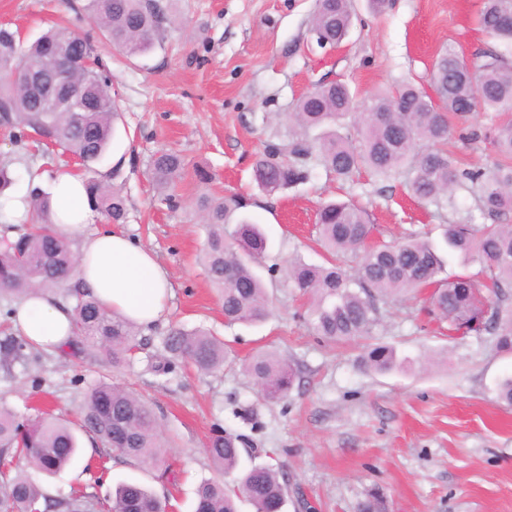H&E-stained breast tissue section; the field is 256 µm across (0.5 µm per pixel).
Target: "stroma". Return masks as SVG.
Returning <instances> with one entry per match:
<instances>
[{
	"label": "stroma",
	"mask_w": 512,
	"mask_h": 512,
	"mask_svg": "<svg viewBox=\"0 0 512 512\" xmlns=\"http://www.w3.org/2000/svg\"><path fill=\"white\" fill-rule=\"evenodd\" d=\"M0 0V24L34 40L50 26L96 34L75 0ZM162 39L147 54L127 57L108 42L98 52L110 72L121 119L94 173L121 189L126 231L151 249L173 285L164 322L142 329L148 345L118 370L75 363L58 352L28 349L27 365L0 367V404L27 419L48 402L77 421L88 386L99 375L149 400L171 447L164 463L144 468L102 453L82 437L77 461L56 476L36 475L51 498L83 491L109 499L124 480L139 482L167 512H194L195 490L217 471L205 451L218 429L240 436L244 458L284 472L285 512H356L367 492L381 490L390 512H512V406L498 401V382L512 376V354L489 335L449 336L447 323L427 315L425 295L380 301L376 342L394 346L409 364L380 374L365 369L360 343H327L313 335L308 303L289 288L288 261L324 262L316 213L322 202L351 199L367 208L373 238L391 242L414 233L440 240L448 223H483L478 198L455 191L445 208L412 197L403 178L362 173L348 181L315 168L309 183L267 194L253 162L267 145L292 138L287 119L312 86L342 81L371 96L412 80L427 84L436 53L452 45L465 58L496 49L476 24L481 0H386L374 10L355 0L357 15L341 48L320 47L310 31L316 0H162ZM494 113L476 111L454 124L448 149L467 167L496 159L482 135ZM162 151L185 161L161 202L150 163ZM61 150L37 151L0 129V163L16 182L12 194L49 191L67 167ZM237 195L262 224L280 265L263 279L274 313L258 325H226L222 303L198 256L206 232L201 192ZM210 330L245 359L273 349L297 372L287 399L262 400L241 367L201 374L173 362L154 372L169 328Z\"/></svg>",
	"instance_id": "obj_1"
}]
</instances>
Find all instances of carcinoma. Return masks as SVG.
I'll use <instances>...</instances> for the list:
<instances>
[{"mask_svg":"<svg viewBox=\"0 0 512 512\" xmlns=\"http://www.w3.org/2000/svg\"><path fill=\"white\" fill-rule=\"evenodd\" d=\"M83 10L102 37L129 57L150 51L162 35L163 7L159 0H86ZM512 12V0H482L481 31L512 47V24L502 23ZM353 21L351 0H318L311 31L319 46L341 42ZM92 59L99 68L81 65L67 69V58ZM32 72L61 78L78 89L81 112L49 111L27 87ZM432 87L441 94L436 110L425 87L404 82L389 93L359 98L345 82L320 84L296 104L290 119L303 131L287 142L270 144L256 158L254 180L272 194L310 180L321 166L338 179L361 168L390 179L407 175V185L419 200L442 208L458 189L479 193V207L490 224H445L437 243L410 234L398 242L370 245L368 212L353 202L331 201L317 214L320 240L330 253L327 265L291 261L284 271L288 287L310 301V325L331 343L356 341L371 335L378 322V301L399 294L430 290L429 315L448 323V331L484 332L496 336V347L512 352V120L484 133L499 160L488 169L461 168L448 153L450 119H465L469 107L507 112L512 109V60L496 51L475 57L466 68L453 46L441 49L431 65ZM118 116L112 81L100 65L95 41L66 28L47 31L28 44L18 33L0 27V125L20 132L31 130L38 139L83 161L87 168L100 162L108 149ZM318 129L311 139L308 132ZM184 169L175 152L157 154L151 162L156 185L167 188ZM84 185L91 209L110 224L125 222L122 193L97 179ZM32 227L16 240L0 245V292L23 295L36 288L65 286L74 299V332L69 347L77 356L86 350L102 354L101 362L117 369L143 345L139 330L122 316L99 306L90 293L69 284L76 259L70 242L58 235L49 220L50 205L38 190L30 192ZM207 230L203 262L210 282L219 290L224 321L256 324L266 321L270 302L256 272L270 258L269 239L247 216L237 196L215 198L203 193L197 200ZM458 253L480 266L483 280L471 274L439 280V252ZM361 252L354 272L336 263V256ZM28 343L7 336L0 341L5 364L27 358ZM170 358L157 370L167 371L180 359L200 373H213L232 362L224 342L208 330L173 329L162 341ZM366 365L387 372L401 365L395 350L384 345L367 349ZM244 370L267 402L288 398L296 372L274 352L255 354ZM97 439L101 446L144 467L164 459L167 441L149 404L137 394L99 379L89 387L77 428L60 422L47 410L36 411L27 423L0 407V459L10 467L0 471V512H26L44 505L46 512H90L95 504L78 498H47L27 476V470L52 476L80 453L76 431ZM240 438L215 431L206 452L232 483L206 479L196 489L195 512H237L235 499L244 497L255 512H284L288 488L280 471L269 466L242 464ZM108 512H164L161 500L136 482H120ZM359 512H388L379 492L368 494Z\"/></svg>","mask_w":512,"mask_h":512,"instance_id":"cac0c4a2","label":"carcinoma"}]
</instances>
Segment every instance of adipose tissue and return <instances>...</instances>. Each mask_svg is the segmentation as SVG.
Instances as JSON below:
<instances>
[{
	"mask_svg": "<svg viewBox=\"0 0 512 512\" xmlns=\"http://www.w3.org/2000/svg\"><path fill=\"white\" fill-rule=\"evenodd\" d=\"M51 219L66 238L81 241L76 278L106 308L141 327L161 322L172 286L155 254L120 230H91L84 183L57 170L51 182ZM14 326L32 346L59 351L73 335V312L58 295L36 292L16 308Z\"/></svg>",
	"mask_w": 512,
	"mask_h": 512,
	"instance_id": "ef3b65f1",
	"label": "adipose tissue"
}]
</instances>
